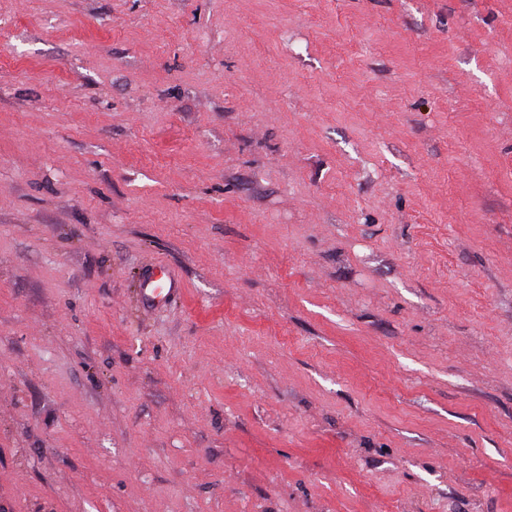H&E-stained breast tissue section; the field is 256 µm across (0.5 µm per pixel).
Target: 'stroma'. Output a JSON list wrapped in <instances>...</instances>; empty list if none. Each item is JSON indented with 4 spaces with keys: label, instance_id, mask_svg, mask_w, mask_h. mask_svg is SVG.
<instances>
[{
    "label": "stroma",
    "instance_id": "stroma-1",
    "mask_svg": "<svg viewBox=\"0 0 512 512\" xmlns=\"http://www.w3.org/2000/svg\"><path fill=\"white\" fill-rule=\"evenodd\" d=\"M0 512H512V0H0ZM181 291L175 272L163 262L148 265L139 282V298L143 306H159L174 299Z\"/></svg>",
    "mask_w": 512,
    "mask_h": 512
}]
</instances>
